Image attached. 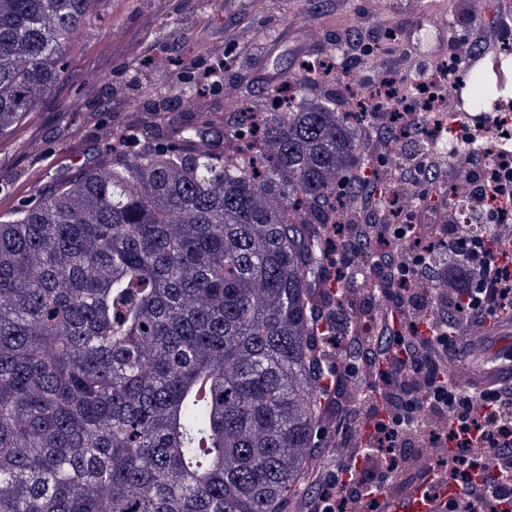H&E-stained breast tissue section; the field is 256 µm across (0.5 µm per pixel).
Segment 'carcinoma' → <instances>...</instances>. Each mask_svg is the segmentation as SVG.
<instances>
[{"instance_id": "1", "label": "carcinoma", "mask_w": 512, "mask_h": 512, "mask_svg": "<svg viewBox=\"0 0 512 512\" xmlns=\"http://www.w3.org/2000/svg\"><path fill=\"white\" fill-rule=\"evenodd\" d=\"M92 2L0 0V136ZM293 80L259 127L136 112L98 165L0 214V512L299 510L357 324L329 241L373 162L364 113Z\"/></svg>"}]
</instances>
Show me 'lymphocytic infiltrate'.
<instances>
[{
	"label": "lymphocytic infiltrate",
	"mask_w": 512,
	"mask_h": 512,
	"mask_svg": "<svg viewBox=\"0 0 512 512\" xmlns=\"http://www.w3.org/2000/svg\"><path fill=\"white\" fill-rule=\"evenodd\" d=\"M400 27L345 31L341 68L364 63L378 78L367 84L363 110L369 127L392 134L401 128L425 129L427 111L410 104L412 89L426 76L456 58L461 39L474 40L482 50L494 48L493 24L471 19L464 38L449 37L446 55L425 58L418 52L397 53ZM418 170L449 169L453 197H465L478 218H490L486 233L459 237L452 220L433 235L460 260L467 272L461 287L436 289L437 272L422 237L409 224L394 223L385 209L374 224L357 220L358 207L341 215L339 235L350 253H368L378 274L375 290L379 311L396 308L402 329L381 326L377 337L348 336L353 355L364 365L352 374L358 387L371 388L377 400L341 412L346 427L336 439L339 463L318 479L319 493L301 512H375L377 495L392 486L403 488L429 479L433 495L453 487L447 512H512V383L476 393L448 381L449 358L466 362L470 325L491 315L512 316V260L499 259L497 248L512 223H493V215L512 208V164L488 152H458L448 157L423 154ZM412 239L397 249V240ZM447 449L430 462L425 451ZM494 453L497 472L485 471L483 459Z\"/></svg>",
	"instance_id": "lymphocytic-infiltrate-1"
}]
</instances>
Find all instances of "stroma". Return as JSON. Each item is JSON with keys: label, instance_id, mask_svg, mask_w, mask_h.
Listing matches in <instances>:
<instances>
[{"label": "stroma", "instance_id": "1", "mask_svg": "<svg viewBox=\"0 0 512 512\" xmlns=\"http://www.w3.org/2000/svg\"><path fill=\"white\" fill-rule=\"evenodd\" d=\"M368 0H97L91 21L70 43L60 80L31 120L0 144V212L13 209L48 181H63L96 162L112 133L131 119L132 104L166 96L170 71L231 58L225 83L259 102L249 55L232 45L231 18L248 23L259 44L291 22L311 20L328 55L338 30L359 25Z\"/></svg>", "mask_w": 512, "mask_h": 512}]
</instances>
